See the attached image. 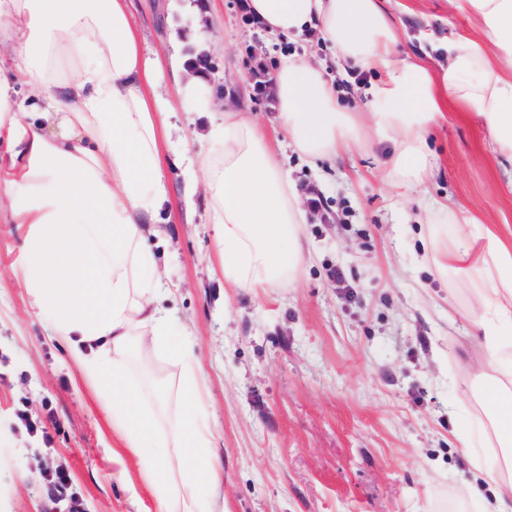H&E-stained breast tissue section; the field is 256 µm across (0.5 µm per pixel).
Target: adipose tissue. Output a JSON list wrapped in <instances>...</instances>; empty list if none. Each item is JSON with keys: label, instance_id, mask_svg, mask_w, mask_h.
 I'll return each mask as SVG.
<instances>
[{"label": "adipose tissue", "instance_id": "obj_1", "mask_svg": "<svg viewBox=\"0 0 512 512\" xmlns=\"http://www.w3.org/2000/svg\"><path fill=\"white\" fill-rule=\"evenodd\" d=\"M482 39L445 46L449 100L482 117L512 156V0H452ZM250 16L282 40L316 36L340 69L379 71L367 112H345L322 67L280 58L274 96L294 149L315 160L361 146L367 131L394 141L390 185L412 187L431 170L427 135L441 113L424 66L398 61L396 32L378 0H247ZM0 141L19 182L0 184V220L27 227L21 277L51 337L64 342L96 387L135 459L157 512H216L220 459L201 419L202 372L158 305L162 283L143 227L168 200L160 164L171 110L164 78L145 56L128 0H0ZM217 155L197 157L212 203L218 258L230 287L257 291L293 280L305 259L304 210L263 129L224 114ZM22 198H15V188ZM484 244L459 221L452 245H433L439 270L479 272L468 316L489 355L463 398L483 417L492 465L478 468L483 512H512V244ZM183 365L181 413L161 436L157 392L129 375L130 346Z\"/></svg>", "mask_w": 512, "mask_h": 512}]
</instances>
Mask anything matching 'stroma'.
<instances>
[{
	"label": "stroma",
	"mask_w": 512,
	"mask_h": 512,
	"mask_svg": "<svg viewBox=\"0 0 512 512\" xmlns=\"http://www.w3.org/2000/svg\"><path fill=\"white\" fill-rule=\"evenodd\" d=\"M237 4L219 0L210 48L214 81L238 97L209 113H171L161 157L170 208L144 227L172 288L160 305L204 372L206 421L224 460L219 512H441L452 503L478 512L472 459L489 451L455 439L473 413L461 390L486 358L464 315L472 283L437 273L422 242L432 232L451 239L436 209L448 198L474 217L472 233L512 238V157L481 118L451 102L430 134L432 173L405 194L384 187L392 144L374 135L363 149L308 162L289 147L275 98H253L251 77L284 54L316 63L327 53L314 38L283 43L244 23ZM380 5L397 54L437 78L448 37L481 36L448 0ZM130 9L144 53L165 62L206 23L193 0H131ZM381 79L349 70L337 80L339 106L368 111ZM236 108L266 128L301 199L320 201L306 211L307 257L294 281L255 293L225 287L209 199L190 187L197 154L216 150L210 128ZM26 232L0 223V512H48L55 495L86 512H155L96 389L48 339L16 274ZM335 268L341 279L331 278ZM146 364L165 373L163 412L173 418L182 368L136 351V385Z\"/></svg>",
	"instance_id": "35a3bbf8"
}]
</instances>
